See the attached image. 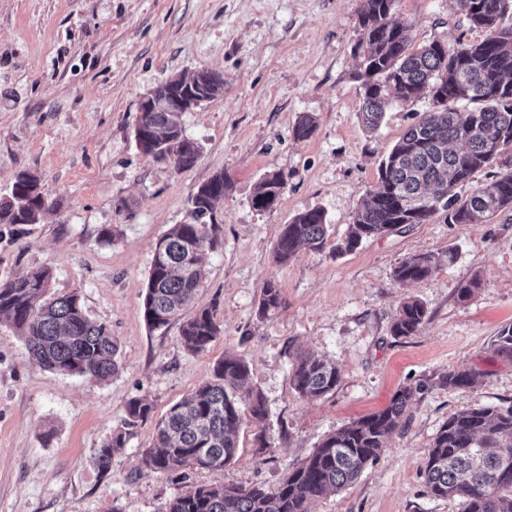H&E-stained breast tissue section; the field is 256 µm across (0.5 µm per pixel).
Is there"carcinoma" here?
Masks as SVG:
<instances>
[{"label":"carcinoma","mask_w":512,"mask_h":512,"mask_svg":"<svg viewBox=\"0 0 512 512\" xmlns=\"http://www.w3.org/2000/svg\"><path fill=\"white\" fill-rule=\"evenodd\" d=\"M360 22L367 51L360 62L361 116L375 131L385 116L389 94L406 104L420 97L432 112L409 127L378 168L377 190L369 194L331 251L352 252L369 238L401 230L407 224H426L440 215L446 224H478L512 210V158L500 151L512 145V0H456L469 24L488 31L475 44L462 46L457 56L434 41L411 46L409 26L392 20L397 0H362ZM203 96L210 100L224 89V76L202 78ZM460 100L478 104L469 112L449 106ZM158 147L154 158L177 160L182 169L194 166L199 146L184 133L182 113L159 106L145 113ZM499 164L500 173L485 187L462 200L455 188L478 170ZM285 178L267 172L252 196L260 210L282 195ZM224 198V174L217 173L190 198L189 220L173 225L156 243L143 314L149 328L159 330L196 305L195 314L180 327L183 345L191 352L206 350L219 335L217 309L196 304L201 263L206 251L221 242L223 224L215 206ZM53 208L39 178L19 172L10 194L0 197V238L20 239ZM324 211L312 209L284 225L274 247L275 259L286 263L305 246L322 251L330 239ZM440 258L414 253L394 270L401 283L429 278ZM51 272L37 269L0 281V316L24 337L29 352L47 370L86 376L106 382L117 370L118 345L104 323L91 320L75 293L49 295ZM284 304L281 289L267 282L258 312L265 316ZM427 318L425 305L404 302L391 326L398 337L414 335ZM493 353L512 359V325L493 341ZM214 379L174 404L155 426L143 463L153 472L169 474L186 468L221 470L234 459L236 434L244 420L263 426L262 395L248 386L247 362L224 357L213 367ZM473 371H450L442 386L469 388L478 382ZM340 369L305 353L297 356L290 374L292 388L303 398L321 397L334 390ZM421 387L398 390L390 404L326 436L313 452L292 468L274 489L199 487L169 501L165 512H309V504L330 490L357 480L375 460L386 438L405 425L409 402ZM153 408L141 398L130 400L123 428L100 449L96 464L107 469L112 451L122 447L130 428L148 420ZM423 474L427 491L436 498L458 499L463 512H512V406L473 407L448 418L436 433Z\"/></svg>","instance_id":"cac0c4a2"}]
</instances>
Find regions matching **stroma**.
Masks as SVG:
<instances>
[{
	"label": "stroma",
	"instance_id": "35a3bbf8",
	"mask_svg": "<svg viewBox=\"0 0 512 512\" xmlns=\"http://www.w3.org/2000/svg\"><path fill=\"white\" fill-rule=\"evenodd\" d=\"M362 0H0V197L16 174L37 175L57 204L28 236L0 242V281L33 268L52 272L51 290L77 293L86 314L109 326L118 369L105 383L46 370L0 318V512H163L201 486L276 487L328 434L386 408L415 388L406 425L350 486L313 501L310 512H461L459 501L427 493L424 460L436 432L473 406L512 405V359L493 354L512 324V212L481 224L433 218L364 241L355 251L300 249L288 263L274 245L295 215L319 208L331 239L343 237L393 144L429 110L427 100L394 102L377 131L360 119L356 73L366 45ZM413 46L448 50L485 39L453 0H398ZM209 68L224 91L184 113L201 155L185 171L142 154L134 131L139 103L176 75ZM314 133L296 139L300 116ZM282 172L285 189L267 210L251 198L260 178ZM223 174L216 208L221 245L203 263L200 303H216L221 333L189 352L180 321L150 330L141 309L156 241L188 216L198 186ZM442 262L426 280L401 284L407 255ZM454 253L452 263L444 255ZM481 285L459 301V285ZM284 304L257 313L266 281ZM427 307L419 331L395 337L404 299ZM336 364V388L300 397L289 382L293 357ZM247 361L264 398V433L243 423L234 460L221 470L170 475L141 462L155 421L213 378L217 360ZM481 372L480 383L450 390L451 370ZM134 398L153 418L132 428L108 469L95 459Z\"/></svg>",
	"mask_w": 512,
	"mask_h": 512
}]
</instances>
